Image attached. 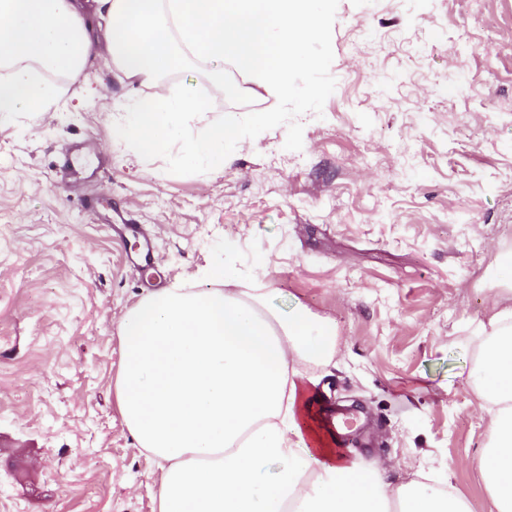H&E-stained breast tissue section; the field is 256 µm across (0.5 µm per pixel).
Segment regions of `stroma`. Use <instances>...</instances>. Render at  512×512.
I'll return each mask as SVG.
<instances>
[{
	"instance_id": "obj_1",
	"label": "stroma",
	"mask_w": 512,
	"mask_h": 512,
	"mask_svg": "<svg viewBox=\"0 0 512 512\" xmlns=\"http://www.w3.org/2000/svg\"><path fill=\"white\" fill-rule=\"evenodd\" d=\"M308 54L286 98L229 67L219 89L171 76L236 131L220 173L113 140L148 90L100 59L51 111L0 123V512H158L160 469L117 402L118 326L221 257L335 323V357L308 371L363 417L350 457L488 512L465 379L512 286L495 265L512 253V0H335Z\"/></svg>"
}]
</instances>
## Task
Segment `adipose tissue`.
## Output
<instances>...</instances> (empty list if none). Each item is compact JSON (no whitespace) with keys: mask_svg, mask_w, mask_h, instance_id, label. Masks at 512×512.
I'll list each match as a JSON object with an SVG mask.
<instances>
[{"mask_svg":"<svg viewBox=\"0 0 512 512\" xmlns=\"http://www.w3.org/2000/svg\"><path fill=\"white\" fill-rule=\"evenodd\" d=\"M95 27L80 0H0V122L42 113L58 76L106 56L135 99L112 126L141 156L176 150L179 163L223 170L232 131L194 130L204 108L169 90L181 69L223 86L224 69L265 92L295 94V65L312 66L311 37L333 0H96ZM232 262L209 264L200 288H159L121 321L117 397L139 448L165 467L158 512H470L452 492L412 479L393 486L377 464L337 448L317 412L318 380L335 325L309 309L281 313L264 288L242 287ZM467 382L487 415V444L470 464L487 481L488 512H512V304L495 308Z\"/></svg>","mask_w":512,"mask_h":512,"instance_id":"1","label":"adipose tissue"}]
</instances>
